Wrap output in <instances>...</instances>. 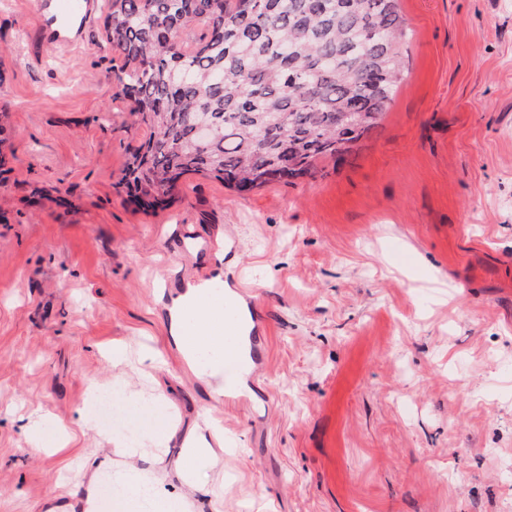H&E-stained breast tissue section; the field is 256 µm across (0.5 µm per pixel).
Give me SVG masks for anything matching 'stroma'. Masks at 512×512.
<instances>
[{"instance_id":"1","label":"stroma","mask_w":512,"mask_h":512,"mask_svg":"<svg viewBox=\"0 0 512 512\" xmlns=\"http://www.w3.org/2000/svg\"><path fill=\"white\" fill-rule=\"evenodd\" d=\"M38 2L0 0V512L92 478L98 512H132L81 423L94 385L143 414L167 396L174 492L182 439L220 421L194 512H512V0H399L406 78L348 163L242 193L190 174L156 209L115 189L143 132L108 77L107 0L65 49ZM219 263L261 357L239 402L190 372L159 300ZM36 410L64 445L32 450Z\"/></svg>"}]
</instances>
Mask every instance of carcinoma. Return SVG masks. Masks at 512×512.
<instances>
[{
  "instance_id": "carcinoma-1",
  "label": "carcinoma",
  "mask_w": 512,
  "mask_h": 512,
  "mask_svg": "<svg viewBox=\"0 0 512 512\" xmlns=\"http://www.w3.org/2000/svg\"><path fill=\"white\" fill-rule=\"evenodd\" d=\"M104 31L145 134L116 188L148 206L189 174L239 192L312 178L379 125L403 80L399 0H107Z\"/></svg>"
}]
</instances>
